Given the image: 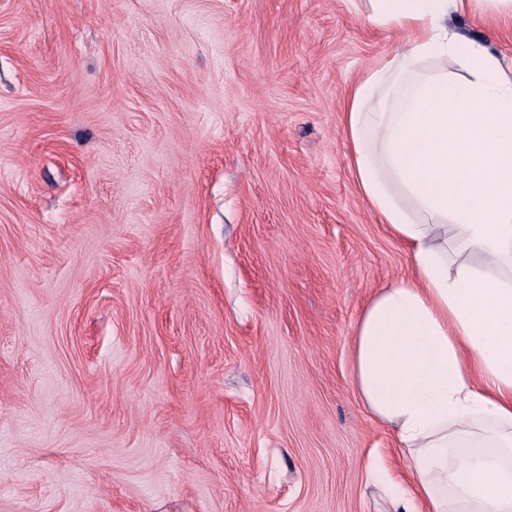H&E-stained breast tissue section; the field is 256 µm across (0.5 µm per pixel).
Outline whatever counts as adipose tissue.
Returning a JSON list of instances; mask_svg holds the SVG:
<instances>
[{
	"instance_id": "1",
	"label": "adipose tissue",
	"mask_w": 512,
	"mask_h": 512,
	"mask_svg": "<svg viewBox=\"0 0 512 512\" xmlns=\"http://www.w3.org/2000/svg\"><path fill=\"white\" fill-rule=\"evenodd\" d=\"M406 33L351 89L359 191L413 260L354 333L353 381L390 426L407 482L385 512H512V58L448 25L512 0H369Z\"/></svg>"
}]
</instances>
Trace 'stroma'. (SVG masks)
<instances>
[{
	"label": "stroma",
	"instance_id": "stroma-1",
	"mask_svg": "<svg viewBox=\"0 0 512 512\" xmlns=\"http://www.w3.org/2000/svg\"><path fill=\"white\" fill-rule=\"evenodd\" d=\"M368 8L0 0V512H381L353 336L410 259L342 131L403 46Z\"/></svg>",
	"mask_w": 512,
	"mask_h": 512
}]
</instances>
